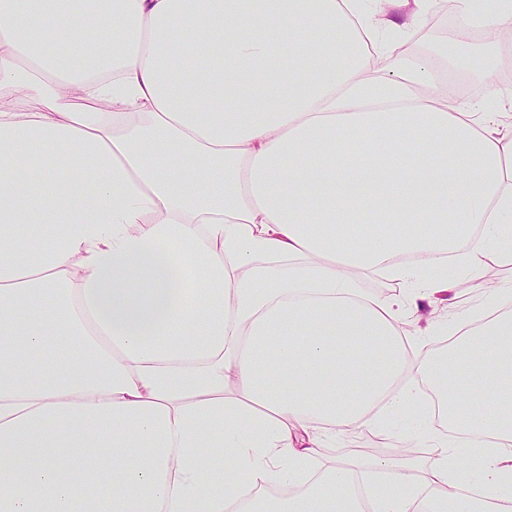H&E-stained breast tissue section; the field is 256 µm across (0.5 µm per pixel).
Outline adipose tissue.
<instances>
[{
    "instance_id": "obj_1",
    "label": "adipose tissue",
    "mask_w": 512,
    "mask_h": 512,
    "mask_svg": "<svg viewBox=\"0 0 512 512\" xmlns=\"http://www.w3.org/2000/svg\"><path fill=\"white\" fill-rule=\"evenodd\" d=\"M456 5L479 108L400 50L439 0H0V512L512 503V315L444 369L407 329L512 260V42ZM424 383L456 440L385 423ZM358 427L427 455L320 458ZM479 66H480V62L478 60L472 58V65H471V68L469 69L468 73L458 77L457 80L449 86L450 96L453 100L458 101V102H463V101L469 102L470 104H472L474 106H482L485 104V102L482 100V98H479V97L471 98L472 94L469 93V85L471 83L477 82V71H478ZM457 83H463L465 85V90L462 92L456 91L454 86ZM359 288L371 296H395L403 290L398 284L380 277L363 278L359 281Z\"/></svg>"
}]
</instances>
